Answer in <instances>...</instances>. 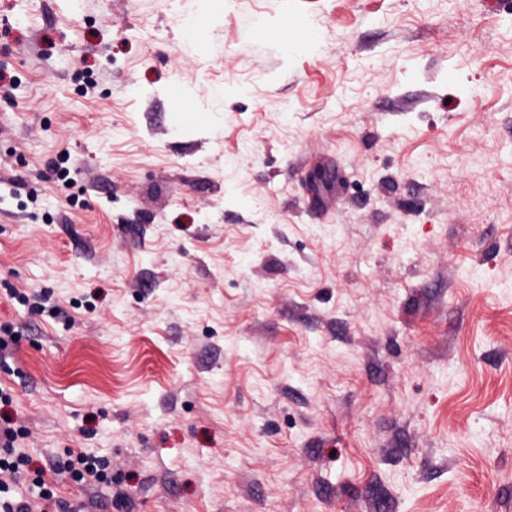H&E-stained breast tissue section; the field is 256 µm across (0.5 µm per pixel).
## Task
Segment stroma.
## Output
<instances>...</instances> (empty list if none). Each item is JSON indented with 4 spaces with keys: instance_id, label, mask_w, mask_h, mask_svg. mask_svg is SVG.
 I'll use <instances>...</instances> for the list:
<instances>
[{
    "instance_id": "obj_1",
    "label": "stroma",
    "mask_w": 512,
    "mask_h": 512,
    "mask_svg": "<svg viewBox=\"0 0 512 512\" xmlns=\"http://www.w3.org/2000/svg\"><path fill=\"white\" fill-rule=\"evenodd\" d=\"M185 3L0 0V419L73 512H512V0ZM75 464L80 467H76ZM63 469L71 470L74 480L85 486L95 485L96 482L104 479L101 462L82 453L76 456V462L73 459L65 461L59 459L55 460L50 467L54 472Z\"/></svg>"
}]
</instances>
